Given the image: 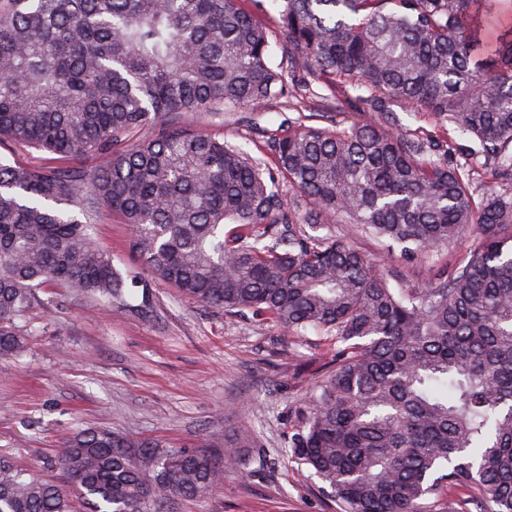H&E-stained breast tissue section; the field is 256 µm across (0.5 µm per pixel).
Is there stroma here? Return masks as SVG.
Instances as JSON below:
<instances>
[{
	"instance_id": "obj_1",
	"label": "stroma",
	"mask_w": 512,
	"mask_h": 512,
	"mask_svg": "<svg viewBox=\"0 0 512 512\" xmlns=\"http://www.w3.org/2000/svg\"><path fill=\"white\" fill-rule=\"evenodd\" d=\"M297 116L283 99L253 111L207 112L200 120L213 135L261 157L266 135L287 133ZM456 142L460 162L473 172L475 198L503 193L479 144L465 135ZM0 161L48 169L96 163L19 145L0 146ZM93 225L115 266L135 267L122 218L103 207ZM338 230L402 288L427 286L480 243L474 232L407 258L387 254L354 225ZM152 293L153 308L142 314L61 284L36 289L24 352L0 361V457L54 480L64 442L87 428L205 448L212 434L230 443L246 425L257 445L243 449V466L227 472L223 488L169 500L164 512H336L320 480L286 455L297 409L332 358L326 341L311 331L294 343L268 316L206 307L163 281Z\"/></svg>"
}]
</instances>
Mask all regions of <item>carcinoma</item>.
Segmentation results:
<instances>
[{
  "mask_svg": "<svg viewBox=\"0 0 512 512\" xmlns=\"http://www.w3.org/2000/svg\"><path fill=\"white\" fill-rule=\"evenodd\" d=\"M279 1L272 32L241 0H0V142L99 159L0 162V360L22 353L46 282L147 309L152 280L165 281L333 347L287 455L339 512H430L441 497L454 512L460 487L479 512H512V193L475 201L451 136L478 140L512 186V0ZM274 42L290 70L272 64ZM315 84L336 111L310 113L324 128L269 137L271 168L172 120L309 99ZM396 106L431 113L437 129L400 133ZM348 108L359 119L340 129ZM100 204L129 226L140 270L94 242ZM333 222L407 257L471 226L482 247L424 288H396L344 240L295 234ZM255 443L243 427L213 456L82 430L60 481L0 458V512H72L75 498L90 512H163L224 486Z\"/></svg>",
  "mask_w": 512,
  "mask_h": 512,
  "instance_id": "1",
  "label": "carcinoma"
}]
</instances>
